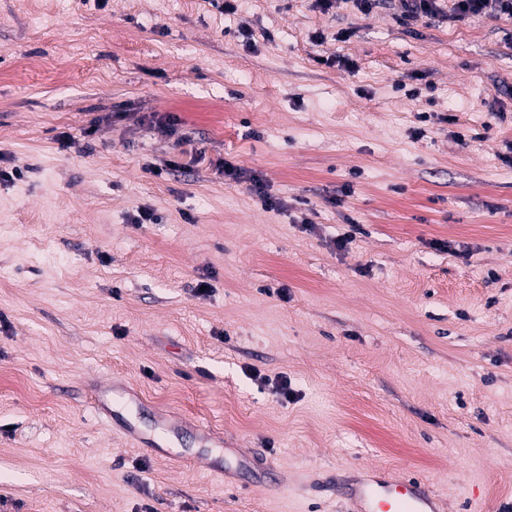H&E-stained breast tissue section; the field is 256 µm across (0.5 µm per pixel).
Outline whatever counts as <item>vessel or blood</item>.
<instances>
[{"label": "vessel or blood", "mask_w": 512, "mask_h": 512, "mask_svg": "<svg viewBox=\"0 0 512 512\" xmlns=\"http://www.w3.org/2000/svg\"><path fill=\"white\" fill-rule=\"evenodd\" d=\"M341 496L355 512H441L437 496L419 477L369 475L344 482Z\"/></svg>", "instance_id": "vessel-or-blood-1"}]
</instances>
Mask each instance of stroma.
Listing matches in <instances>:
<instances>
[{"mask_svg": "<svg viewBox=\"0 0 512 512\" xmlns=\"http://www.w3.org/2000/svg\"><path fill=\"white\" fill-rule=\"evenodd\" d=\"M0 167V512H353L370 470L512 512V20L0 0ZM236 448L298 493L225 486Z\"/></svg>", "mask_w": 512, "mask_h": 512, "instance_id": "stroma-1", "label": "stroma"}]
</instances>
